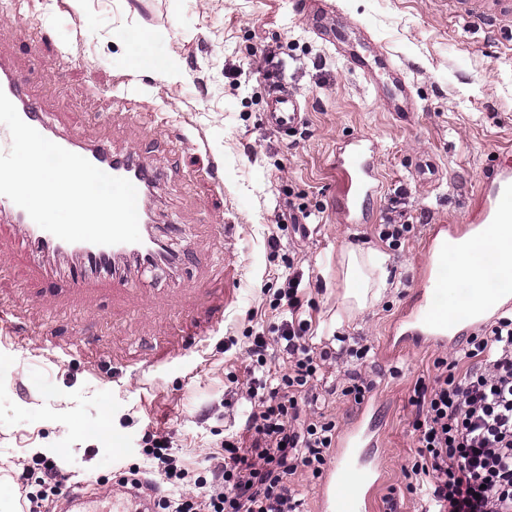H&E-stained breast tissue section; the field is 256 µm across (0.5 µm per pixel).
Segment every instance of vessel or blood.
<instances>
[{"instance_id":"obj_1","label":"vessel or blood","mask_w":512,"mask_h":512,"mask_svg":"<svg viewBox=\"0 0 512 512\" xmlns=\"http://www.w3.org/2000/svg\"><path fill=\"white\" fill-rule=\"evenodd\" d=\"M457 6L477 27L501 33L506 18L512 16V0H457ZM367 81H375L378 69L388 70L392 80L384 88L385 98L395 111H409L413 98L403 71L386 52L373 58L358 54L347 57ZM0 90L16 107L21 119L47 139L68 151L83 156L109 175L130 180L137 190L138 212H145V201L161 173L149 163L141 148L112 150L106 143L86 144L58 132L51 115L42 111L31 97L25 74L11 63L0 59ZM264 123L278 132L297 130L304 123L300 100L284 88H275L267 100ZM376 145L365 135L343 141L336 149V201L344 219L365 218L367 208L377 190ZM480 221L501 223V215L512 211V156L499 155L481 190ZM0 222L8 224L20 236L26 251L34 258L49 255H73L78 262L67 271L69 291L84 289L89 280L100 273L111 272V282L120 291L137 289V273L160 266L178 267V256L163 254V241L154 225L140 224V242L95 245L87 242L68 243L40 228L28 213L0 195ZM465 242L478 247L482 239L472 224H435L428 229L423 251L427 263L417 285V302L406 306L397 316L387 337L393 350L407 346L445 345L457 341L467 330L482 326L489 315L512 306V288L504 286L484 298L463 297L448 305V263L443 255L449 246ZM376 426L373 419L358 417L339 434L341 451L329 465L322 484L324 512H369L373 491L378 483L374 466ZM137 489L126 490L124 496L85 494L66 488L59 498V512H152Z\"/></svg>"}]
</instances>
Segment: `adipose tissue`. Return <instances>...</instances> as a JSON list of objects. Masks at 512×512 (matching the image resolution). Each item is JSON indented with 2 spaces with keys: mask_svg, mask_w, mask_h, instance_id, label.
I'll return each mask as SVG.
<instances>
[{
  "mask_svg": "<svg viewBox=\"0 0 512 512\" xmlns=\"http://www.w3.org/2000/svg\"><path fill=\"white\" fill-rule=\"evenodd\" d=\"M338 263L345 311L362 310L380 299L388 286L387 253L347 246L340 251ZM506 282L512 283V232L503 225H491L479 249L448 255L449 301H456L463 292L480 295Z\"/></svg>",
  "mask_w": 512,
  "mask_h": 512,
  "instance_id": "adipose-tissue-1",
  "label": "adipose tissue"
}]
</instances>
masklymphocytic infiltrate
Returning <instances> with one entry per match:
<instances>
[{
  "mask_svg": "<svg viewBox=\"0 0 512 512\" xmlns=\"http://www.w3.org/2000/svg\"><path fill=\"white\" fill-rule=\"evenodd\" d=\"M287 285L270 302L283 319L275 337L248 336L243 427L224 438L222 453L209 454L197 473L173 455L168 437L146 433L144 455L164 496L162 512H302L294 478L320 477L336 444V423L313 408L342 393L362 403L374 381L352 373L347 386L329 385L326 375L341 355L364 358L368 346L339 352L315 344L302 318V276L288 272ZM283 363L271 366L273 354ZM455 375L447 361L418 380L412 398L417 451L404 469L407 489L420 496L421 512H512V319L503 317L469 336ZM193 479L194 489L180 486Z\"/></svg>",
  "mask_w": 512,
  "mask_h": 512,
  "instance_id": "1",
  "label": "lymphocytic infiltrate"
}]
</instances>
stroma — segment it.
Instances as JSON below:
<instances>
[{"instance_id":"1","label":"stroma","mask_w":512,"mask_h":512,"mask_svg":"<svg viewBox=\"0 0 512 512\" xmlns=\"http://www.w3.org/2000/svg\"><path fill=\"white\" fill-rule=\"evenodd\" d=\"M387 52L406 73L416 109L386 102L317 34L333 16H293L287 0H21L0 17V54L25 72L44 111L81 141L116 149L140 146L164 176L149 207L155 223L176 219L187 239L172 238L191 259L157 271L137 293L96 287L46 303L49 264L33 266L13 230L0 223V320L20 328L19 350L0 340V512H17V477L35 457L54 459L85 492L112 487L144 466V435L171 434L176 455L191 463L221 451L225 433L242 426L236 381L245 380L249 332L279 324L269 290L285 285L287 267L310 285L304 317L316 339L350 336L371 350L340 362L374 379L367 401L378 426L382 472L370 512H418L403 469L417 441L411 404L417 380L456 346L411 347L386 355L390 321L415 296L428 225L468 223L472 199L490 160L512 149V34L487 37L451 0H325ZM140 34L139 42L128 32ZM176 60L177 81L155 62ZM305 108L290 136L263 123L279 71ZM131 81L143 93L112 106ZM365 134L379 145V188L359 224L336 204L338 144ZM435 163L418 179L416 159ZM298 206L314 211L297 226ZM233 225L222 237L216 225ZM405 224L400 247L379 233ZM279 245L270 248L268 238ZM388 252L389 286L364 310L340 314L337 259L343 245ZM223 308L212 328L209 314ZM55 347L46 349L45 336ZM194 351L182 353L185 339Z\"/></svg>"}]
</instances>
